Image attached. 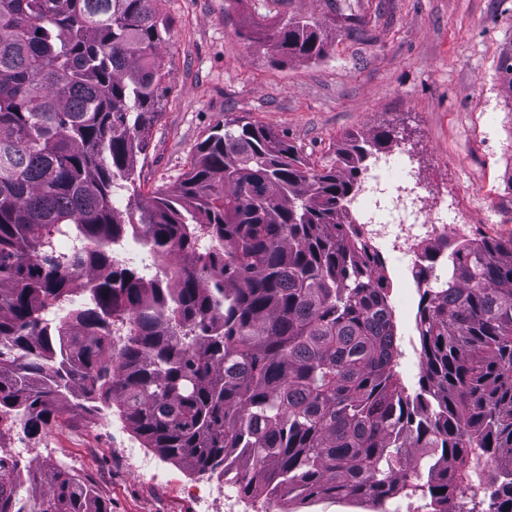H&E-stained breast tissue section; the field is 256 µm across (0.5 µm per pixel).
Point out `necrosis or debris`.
I'll use <instances>...</instances> for the list:
<instances>
[{
	"instance_id": "1",
	"label": "necrosis or debris",
	"mask_w": 512,
	"mask_h": 512,
	"mask_svg": "<svg viewBox=\"0 0 512 512\" xmlns=\"http://www.w3.org/2000/svg\"><path fill=\"white\" fill-rule=\"evenodd\" d=\"M454 210V200L418 185L407 159L396 152L367 168L349 216L386 252L395 273L413 284L424 262L423 245L448 236L450 228L440 216Z\"/></svg>"
}]
</instances>
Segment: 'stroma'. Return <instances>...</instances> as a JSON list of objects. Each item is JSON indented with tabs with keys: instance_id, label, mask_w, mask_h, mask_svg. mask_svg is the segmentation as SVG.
<instances>
[{
	"instance_id": "35a3bbf8",
	"label": "stroma",
	"mask_w": 512,
	"mask_h": 512,
	"mask_svg": "<svg viewBox=\"0 0 512 512\" xmlns=\"http://www.w3.org/2000/svg\"><path fill=\"white\" fill-rule=\"evenodd\" d=\"M172 22L162 48L174 86L139 161L143 193L176 185L198 143L231 115L287 136L316 165L336 160L349 133L393 127L415 178L456 198L450 224L512 236V105L496 67L512 49V0H158ZM356 24L333 23L335 9ZM301 13L328 20L317 61L275 66L235 35L252 16ZM392 279L389 302L402 339L400 377L418 391L422 363L416 302ZM24 464L49 461L88 476L112 512H223V481L192 473L143 447L116 407L64 411L24 437Z\"/></svg>"
}]
</instances>
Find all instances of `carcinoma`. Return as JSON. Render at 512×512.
Wrapping results in <instances>:
<instances>
[{
	"label": "carcinoma",
	"instance_id": "1",
	"mask_svg": "<svg viewBox=\"0 0 512 512\" xmlns=\"http://www.w3.org/2000/svg\"><path fill=\"white\" fill-rule=\"evenodd\" d=\"M155 2L0 0V419L37 436L108 402L144 447L250 499L512 512V237L427 248L448 281L420 293L406 394L384 260L344 212L393 130L349 135L318 168L226 119L176 186L144 195L173 79ZM324 28L260 16L238 35L285 63L325 57ZM497 72L511 93L512 50ZM483 457L499 468L479 499ZM15 471L0 454V512H112L54 463L32 510Z\"/></svg>",
	"mask_w": 512,
	"mask_h": 512
}]
</instances>
